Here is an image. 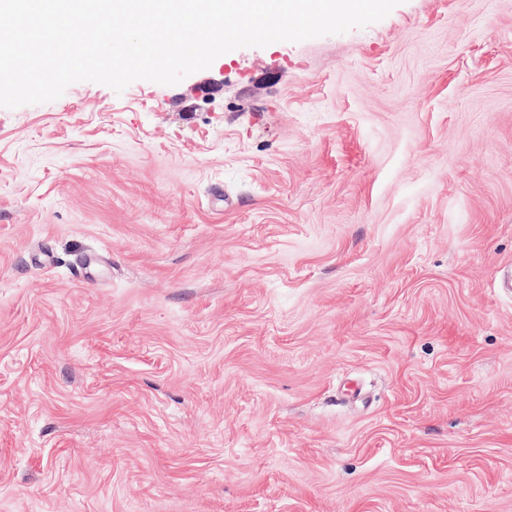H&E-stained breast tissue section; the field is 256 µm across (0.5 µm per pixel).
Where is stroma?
<instances>
[{
  "mask_svg": "<svg viewBox=\"0 0 512 512\" xmlns=\"http://www.w3.org/2000/svg\"><path fill=\"white\" fill-rule=\"evenodd\" d=\"M512 0L0 108V512H512Z\"/></svg>",
  "mask_w": 512,
  "mask_h": 512,
  "instance_id": "stroma-1",
  "label": "stroma"
}]
</instances>
